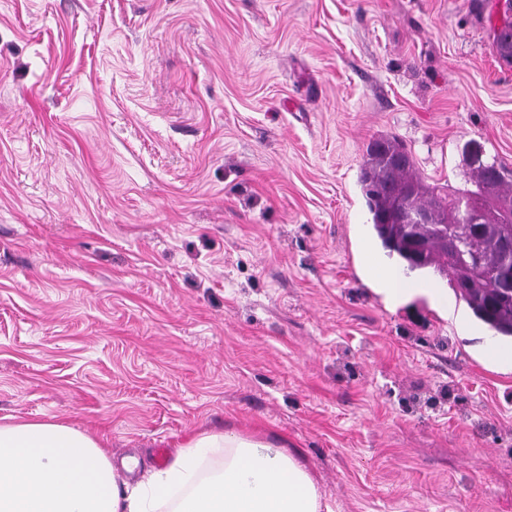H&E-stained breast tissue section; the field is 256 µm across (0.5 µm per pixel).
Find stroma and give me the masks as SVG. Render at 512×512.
Wrapping results in <instances>:
<instances>
[{"mask_svg":"<svg viewBox=\"0 0 512 512\" xmlns=\"http://www.w3.org/2000/svg\"><path fill=\"white\" fill-rule=\"evenodd\" d=\"M488 0H0V418L272 439L333 512H512V347L387 301L359 183L512 166Z\"/></svg>","mask_w":512,"mask_h":512,"instance_id":"35a3bbf8","label":"stroma"}]
</instances>
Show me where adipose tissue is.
Segmentation results:
<instances>
[{
    "mask_svg": "<svg viewBox=\"0 0 512 512\" xmlns=\"http://www.w3.org/2000/svg\"><path fill=\"white\" fill-rule=\"evenodd\" d=\"M215 448L224 462L201 475ZM88 434L55 420L0 424V512H325L300 460L267 440L237 431L191 436L164 466L135 488Z\"/></svg>",
    "mask_w": 512,
    "mask_h": 512,
    "instance_id": "adipose-tissue-1",
    "label": "adipose tissue"
}]
</instances>
